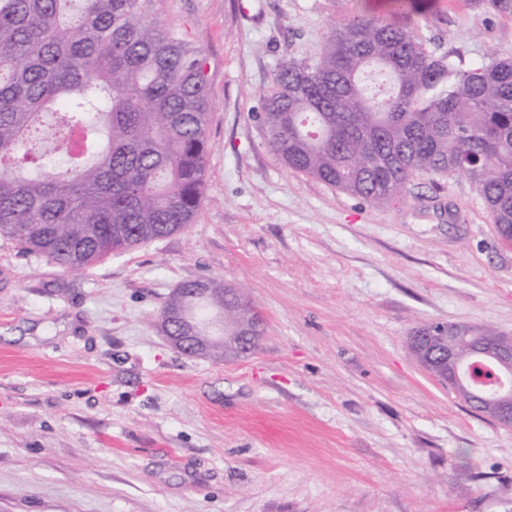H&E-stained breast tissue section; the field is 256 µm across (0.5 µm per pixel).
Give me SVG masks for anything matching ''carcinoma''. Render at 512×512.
Here are the masks:
<instances>
[{"mask_svg": "<svg viewBox=\"0 0 512 512\" xmlns=\"http://www.w3.org/2000/svg\"><path fill=\"white\" fill-rule=\"evenodd\" d=\"M255 119L286 168L373 205L417 173L461 172L512 244V58L467 63L355 15L315 63L279 67ZM207 127L200 51L141 0H0V235L24 252L76 271L183 229ZM48 132L57 152L30 147ZM184 306L174 292L162 330Z\"/></svg>", "mask_w": 512, "mask_h": 512, "instance_id": "obj_1", "label": "carcinoma"}]
</instances>
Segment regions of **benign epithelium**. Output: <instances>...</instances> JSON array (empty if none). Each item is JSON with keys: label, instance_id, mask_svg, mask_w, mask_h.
Wrapping results in <instances>:
<instances>
[{"label": "benign epithelium", "instance_id": "benign-epithelium-1", "mask_svg": "<svg viewBox=\"0 0 512 512\" xmlns=\"http://www.w3.org/2000/svg\"><path fill=\"white\" fill-rule=\"evenodd\" d=\"M236 289L224 288V297L215 298L208 288H192L188 303L180 316L177 329L169 331L166 339L176 350L192 356L205 357L212 353L216 343L224 347V360L230 361L248 356L257 341L253 330L236 322L224 321V299L235 295ZM203 301L213 311L210 323L200 321L191 311L197 301ZM418 362L428 371L438 373L454 388L471 396V403H489L494 411L493 419L502 425H512V388L502 387L492 394H476L465 385L461 372L459 351L466 348L473 360L487 361L501 373L512 374V336H501L489 345L480 337L479 329L462 324H452L444 331L422 330L411 338Z\"/></svg>", "mask_w": 512, "mask_h": 512}]
</instances>
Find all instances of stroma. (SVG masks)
Listing matches in <instances>:
<instances>
[{
	"mask_svg": "<svg viewBox=\"0 0 512 512\" xmlns=\"http://www.w3.org/2000/svg\"><path fill=\"white\" fill-rule=\"evenodd\" d=\"M203 59L212 149L183 230L79 272L0 237V512H512V426L413 358L466 323L512 336V246L461 175L373 206L287 169L254 118L284 58L362 13L429 50L512 57L490 0H145ZM236 288L256 351L189 357L158 316Z\"/></svg>",
	"mask_w": 512,
	"mask_h": 512,
	"instance_id": "stroma-1",
	"label": "stroma"
}]
</instances>
